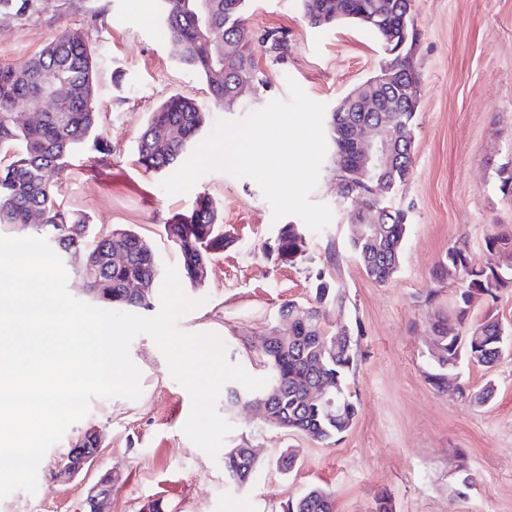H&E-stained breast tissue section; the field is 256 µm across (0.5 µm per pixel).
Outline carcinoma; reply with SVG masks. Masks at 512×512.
I'll use <instances>...</instances> for the list:
<instances>
[{"label": "carcinoma", "instance_id": "cac0c4a2", "mask_svg": "<svg viewBox=\"0 0 512 512\" xmlns=\"http://www.w3.org/2000/svg\"><path fill=\"white\" fill-rule=\"evenodd\" d=\"M165 24L179 45V61L198 72L207 84L212 103L224 105V98L238 86L253 91L264 86L259 77L258 55L276 59L288 54V41L279 30L259 33L247 23L250 0H207V13L199 0H162ZM303 16L313 28L339 22L355 23L368 30L376 42L385 37L402 38V21L412 10L413 0H299ZM46 0H0V11L23 15L35 11ZM394 60V79L381 89L385 100L400 105L408 76L399 57ZM51 74L54 83L46 80ZM95 73L85 34L67 31L41 51L15 65L0 66V230L27 232L44 237L63 261L72 260L90 288L112 290V307L121 310L148 309L154 300L161 271L151 244L136 231L114 228L89 230L84 216L64 207L59 200L57 177L69 165L73 152L99 127L95 107ZM23 108H36L41 119L30 125L17 124L12 115ZM413 112H330L328 131L334 145L336 178L352 194H363L362 206L351 214L356 230L351 248L365 274L382 284L399 270L402 244L407 232V213L394 204L409 179L414 157L405 155L414 143ZM389 123L399 146L397 170H370L363 180L353 181L345 127L351 121ZM206 112L194 99L182 94L165 98L151 113L137 144L136 162L146 170L160 172L175 166L191 141L204 128ZM383 181L384 195H372L368 186ZM380 212L379 222L365 223L368 209ZM41 214L34 224L31 216ZM76 226L82 234L74 239L68 229ZM168 239L180 253L184 278L193 287L203 284L199 270L224 252L229 244L223 221L211 198L203 194L189 214L174 216L165 225ZM123 241L116 253L112 240ZM307 232L303 224L279 227L266 253L277 262L297 264L307 259ZM485 246L495 253L494 266H479L465 242L448 248L446 262L435 271L440 280L448 269L457 268L465 279L464 288L452 292L448 311L428 313L434 341L429 355L435 365L427 373L439 392L448 390V370L460 360L490 368L509 351L512 336L491 312L472 319L477 299L496 301L512 288V230L495 231L485 237ZM343 296L321 273L316 275L314 299L304 305L294 300L283 303L278 318H288L291 329L281 335L273 326L266 342L257 348L266 370V385L257 391L234 386L224 389V410L264 403L271 413L269 425L304 434L329 443L350 429L357 415V403L348 386L356 368L359 335L347 325H327L329 308L340 306ZM326 388V398L313 400L310 391ZM252 445L241 437L224 449V474L236 488L247 486L261 467L251 453ZM283 512H335L334 494L311 486L296 500L287 502Z\"/></svg>", "mask_w": 512, "mask_h": 512}]
</instances>
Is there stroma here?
Returning a JSON list of instances; mask_svg holds the SVG:
<instances>
[{"label": "stroma", "mask_w": 512, "mask_h": 512, "mask_svg": "<svg viewBox=\"0 0 512 512\" xmlns=\"http://www.w3.org/2000/svg\"><path fill=\"white\" fill-rule=\"evenodd\" d=\"M413 17L420 80L414 167L396 198L408 226L400 268L379 284L350 251L351 207L340 197L332 158L324 159L311 195L330 206L331 223L311 234L306 262L277 265L263 247L278 225L254 180L210 172L190 192L171 196L161 187L163 174L145 171L135 155L151 112L174 93L199 102L211 125L289 100L291 79L334 108L379 65L371 33L352 23L311 28L299 0H251L249 24L286 32L288 53L280 61L260 57L265 88L227 109L213 106L205 80L179 64L159 0H50L25 15L0 13V65L25 60L66 29L83 30L96 59L99 133L111 152L103 160L90 150L72 157L59 182L67 207L94 228L135 230L159 265L177 267L181 257L165 224L199 195L213 200L232 242L205 284L187 288L200 305L180 320L182 330L218 335L230 363L264 376L247 346L258 345L283 302L310 301L322 273L344 297L329 323L359 328L361 348L348 379L358 414L335 442L270 427L249 409L228 414L231 439H250L263 462L236 490L224 482L223 456H209L184 434L190 396L154 341L137 336L130 356L141 371V397L93 400L45 455L36 493H13L0 512H80L88 488L107 472L114 476L109 512H139L157 498L168 512H282L312 485L333 492L336 512H375L382 495L393 512H512V355L490 369L461 364L463 397L439 394L426 377L427 310L448 306V285L434 279V269L461 241L477 263L495 262L485 238L493 225L512 227V196L501 192L497 175L512 170V0H415ZM489 382L492 398L471 403L469 392ZM91 427L103 434L100 457L74 481L57 482V463ZM289 447L298 449L300 463L285 474L276 460Z\"/></svg>", "instance_id": "stroma-1"}]
</instances>
